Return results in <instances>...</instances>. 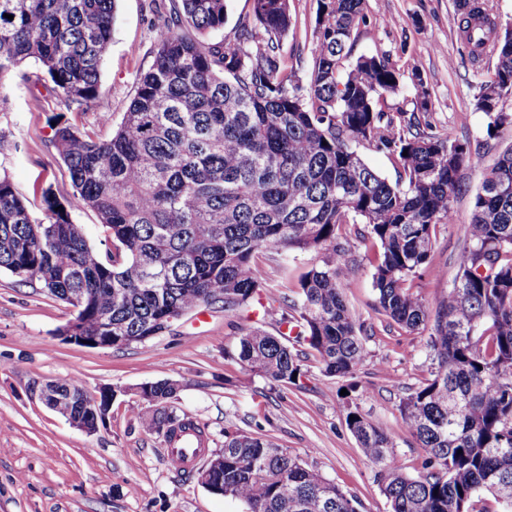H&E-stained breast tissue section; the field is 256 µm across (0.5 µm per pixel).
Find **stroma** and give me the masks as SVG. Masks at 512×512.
Masks as SVG:
<instances>
[{"instance_id":"1","label":"stroma","mask_w":512,"mask_h":512,"mask_svg":"<svg viewBox=\"0 0 512 512\" xmlns=\"http://www.w3.org/2000/svg\"><path fill=\"white\" fill-rule=\"evenodd\" d=\"M290 4L293 25L282 52L305 78L316 48L317 0ZM364 12L367 21L354 28L344 66L376 56L405 72L419 69L423 86L405 79L398 94L385 96L387 112H425L441 134L469 142L477 156L459 172L454 224L434 229L433 264L445 269V276L426 273L412 280L414 292L433 309L454 284L456 259L468 244L463 226L471 220L486 171L512 147V126L488 132V119L476 107L495 62H470L455 0H366ZM153 20L149 0H118L101 66L99 106L76 118L98 139L111 138L138 78L152 64ZM0 98L5 101L0 175L9 176L29 209L42 216L43 190L52 189L63 202L70 198L51 125L54 118L72 117V111L32 61L0 80ZM364 229L356 224L346 246L356 268L348 305L368 330L367 357L356 376L357 404L365 418L391 435L396 454L413 474L423 452L402 426L397 404L430 376L428 335L401 328L377 311ZM320 261L314 252L285 259L263 255V291L277 295L275 315L251 307L227 312L218 304L201 306L146 342L95 349L61 340L59 329L74 316L70 305L0 269V512H244L240 502L209 493L194 472L173 468L164 437L139 424V386L162 379L177 383L169 407L204 429L208 453L222 451L225 429L263 434L357 497L361 512H387L374 468L346 426L342 379L324 376L309 349L301 356L298 383L277 389L232 358L242 330H277L280 314L298 297L301 276ZM62 377L77 380L92 395L114 391L107 420L95 433L77 429L40 401L39 386Z\"/></svg>"}]
</instances>
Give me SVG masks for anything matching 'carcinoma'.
I'll use <instances>...</instances> for the list:
<instances>
[{"mask_svg": "<svg viewBox=\"0 0 512 512\" xmlns=\"http://www.w3.org/2000/svg\"><path fill=\"white\" fill-rule=\"evenodd\" d=\"M364 0H318L316 50L308 88L282 54L292 26L289 0H252L261 31L224 28L226 0H178L156 11L154 59L112 138L97 140L68 120L53 147L72 189L62 207L42 193L33 216L0 176V269L37 281L49 295L83 294L75 330L157 336L170 316L202 305H247L263 288L259 254L322 252L300 279L295 334L243 333L233 358L279 387L302 375L295 345L312 349L326 377L353 378L366 356L367 330L346 290L355 265L345 258L346 225L363 221L374 253L376 309L409 330L430 328V378L400 399L405 430L424 455L406 471L379 426L347 406L346 425L388 512H512V149L489 169L476 194L468 246L446 299L429 309L411 291L432 264L433 232L453 223L458 173L473 160L465 142L426 132L415 118L383 109L403 73L361 57L346 71L347 42L366 23ZM116 0H0V80L28 60L80 115L97 107L101 62L112 41ZM473 59L497 60L477 109L488 130L512 124V32L499 34L488 0H456ZM13 19L6 18V15ZM362 142L400 169L392 185L351 148ZM95 213L111 248L88 244L71 210ZM62 416L91 413L73 379L47 385ZM178 386H140L141 426L171 440L193 425L167 410ZM224 469L213 485L245 512H361L360 502L265 435L224 429Z\"/></svg>", "mask_w": 512, "mask_h": 512, "instance_id": "cac0c4a2", "label": "carcinoma"}]
</instances>
